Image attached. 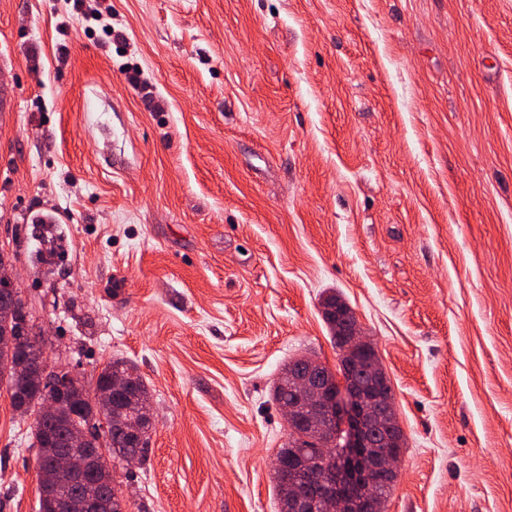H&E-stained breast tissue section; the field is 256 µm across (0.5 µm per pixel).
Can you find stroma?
<instances>
[{
  "label": "stroma",
  "mask_w": 512,
  "mask_h": 512,
  "mask_svg": "<svg viewBox=\"0 0 512 512\" xmlns=\"http://www.w3.org/2000/svg\"><path fill=\"white\" fill-rule=\"evenodd\" d=\"M0 252L49 366L153 406L125 512H277L338 294L406 446L384 512H512V0H0ZM0 386V512H38Z\"/></svg>",
  "instance_id": "stroma-1"
}]
</instances>
